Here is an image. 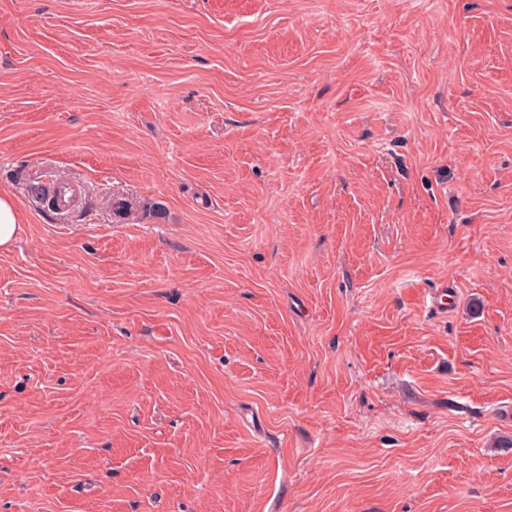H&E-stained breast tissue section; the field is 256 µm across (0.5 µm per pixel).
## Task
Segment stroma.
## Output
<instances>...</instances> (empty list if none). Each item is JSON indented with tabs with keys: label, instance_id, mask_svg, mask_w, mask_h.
I'll return each mask as SVG.
<instances>
[{
	"label": "stroma",
	"instance_id": "stroma-1",
	"mask_svg": "<svg viewBox=\"0 0 512 512\" xmlns=\"http://www.w3.org/2000/svg\"><path fill=\"white\" fill-rule=\"evenodd\" d=\"M0 194V512H512V0H0ZM82 194L81 187L72 182L61 181L56 186L55 208L58 211H70L78 203ZM22 230L14 201L7 195H0V250H10Z\"/></svg>",
	"mask_w": 512,
	"mask_h": 512
}]
</instances>
